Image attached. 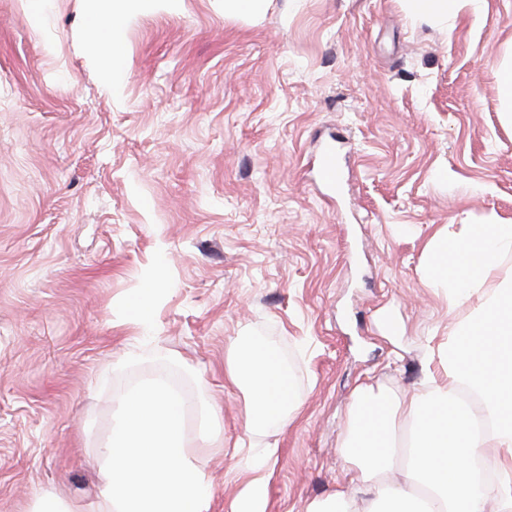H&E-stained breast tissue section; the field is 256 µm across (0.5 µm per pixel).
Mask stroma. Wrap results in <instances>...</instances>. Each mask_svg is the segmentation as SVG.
<instances>
[{"instance_id": "obj_1", "label": "stroma", "mask_w": 512, "mask_h": 512, "mask_svg": "<svg viewBox=\"0 0 512 512\" xmlns=\"http://www.w3.org/2000/svg\"><path fill=\"white\" fill-rule=\"evenodd\" d=\"M92 7L45 0L33 23L0 0V512L53 489L93 502L112 397L158 377L198 404L184 431L211 512L258 462L267 512H307L346 480L356 388L423 387L432 341L469 315L427 276L432 237L512 222V0L478 21L149 0L113 91ZM241 336L291 375L301 405L279 427L245 428L248 388L226 378ZM318 174L320 180L328 186L336 184L338 179V168L336 150L332 147H327L320 155L318 162Z\"/></svg>"}]
</instances>
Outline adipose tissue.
Listing matches in <instances>:
<instances>
[{
    "mask_svg": "<svg viewBox=\"0 0 512 512\" xmlns=\"http://www.w3.org/2000/svg\"><path fill=\"white\" fill-rule=\"evenodd\" d=\"M95 2L89 49L112 88L125 73L120 18L142 0ZM431 250L430 279L447 289L450 307L472 310L438 348L445 377L428 373L413 394L359 386L340 446L348 482L308 512H512V276L499 278L496 294L483 291L512 254V224L437 237ZM236 344L244 367L228 375L250 386L247 429L283 423L295 407L287 367L269 346ZM195 407L161 379L127 392L112 405L93 507L49 492L36 512H210L206 475L186 452L184 418ZM492 450L499 477L479 483L474 464Z\"/></svg>",
    "mask_w": 512,
    "mask_h": 512,
    "instance_id": "adipose-tissue-1",
    "label": "adipose tissue"
}]
</instances>
